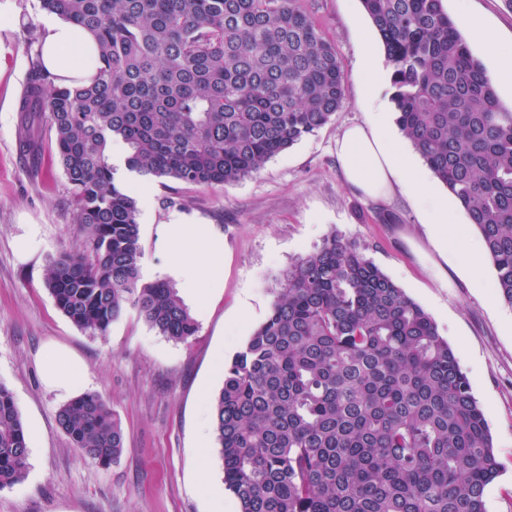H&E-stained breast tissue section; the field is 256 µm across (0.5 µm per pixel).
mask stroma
Listing matches in <instances>:
<instances>
[{
    "mask_svg": "<svg viewBox=\"0 0 512 512\" xmlns=\"http://www.w3.org/2000/svg\"><path fill=\"white\" fill-rule=\"evenodd\" d=\"M0 17L10 53L0 74V384L14 395L29 446L25 478L0 490V512H211L205 486H223L216 447L198 448L199 429L224 382V367L267 317L284 271L330 234L356 243L427 311L453 348L483 408L500 473L485 490L487 512H512V305L496 293L491 261L479 256L475 277L445 262L414 200L394 192L374 202L350 189L336 140L373 110L359 94V59L384 50L361 0H298L334 43L345 76V103L332 120L271 159L256 175L202 187L170 178L145 182L139 200L141 274L164 278L179 252L161 245L175 214L224 239L222 285L207 303L179 295L199 324L188 342L169 340L127 309L106 334L76 326L55 305L44 277L63 252L82 249L53 130L43 129L37 159L22 157L18 103L42 34L39 0H14ZM466 7L495 39L512 44V11L502 0H444L448 14ZM397 216L394 224L381 214ZM33 237L20 258L17 243ZM58 342L88 373V391L110 405L125 433L119 460L102 467L69 442L56 414L67 396L42 382L40 349Z\"/></svg>",
    "mask_w": 512,
    "mask_h": 512,
    "instance_id": "stroma-1",
    "label": "stroma"
}]
</instances>
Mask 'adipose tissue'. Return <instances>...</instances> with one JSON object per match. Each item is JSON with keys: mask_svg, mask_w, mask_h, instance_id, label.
Returning <instances> with one entry per match:
<instances>
[{"mask_svg": "<svg viewBox=\"0 0 512 512\" xmlns=\"http://www.w3.org/2000/svg\"><path fill=\"white\" fill-rule=\"evenodd\" d=\"M455 21L466 28L474 40L493 45L495 75L500 82L511 85L512 45H494L491 34L476 24L467 12H459ZM38 54L43 67L60 84L86 82L98 64V48L92 34L60 18L44 20ZM336 155L348 186L366 198L383 202L395 188L413 190L428 215L434 239L443 247L450 244L448 225L452 208L447 198L412 178L405 148L400 141L387 136L383 113H373L364 123L346 126L336 141ZM167 236L187 259L186 264L171 271L181 287L197 288L203 278L211 283L217 280L216 270L210 267L200 269L191 262L195 256L222 253L223 248L216 236L202 226L197 227L194 235H185L184 219L180 216L171 219ZM40 357L46 368L44 383L49 389L71 393L86 387L88 377L83 363L65 347L47 344L42 348Z\"/></svg>", "mask_w": 512, "mask_h": 512, "instance_id": "obj_1", "label": "adipose tissue"}]
</instances>
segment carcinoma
Masks as SVG:
<instances>
[{
	"mask_svg": "<svg viewBox=\"0 0 512 512\" xmlns=\"http://www.w3.org/2000/svg\"><path fill=\"white\" fill-rule=\"evenodd\" d=\"M391 67L395 122L455 197L512 304V107H504L443 0H361ZM96 37L87 85L28 78L20 149L54 130L85 248L45 286L76 326L104 334L128 305L186 342L197 320L141 275L126 172L213 187L259 173L345 102L336 49L297 0H39ZM224 483L240 512H487L499 474L489 425L431 316L355 244L331 234L285 274L266 320L224 368L212 401ZM73 447L109 466L124 432L103 398L63 405ZM29 447L0 385V490Z\"/></svg>",
	"mask_w": 512,
	"mask_h": 512,
	"instance_id": "cac0c4a2",
	"label": "carcinoma"
}]
</instances>
